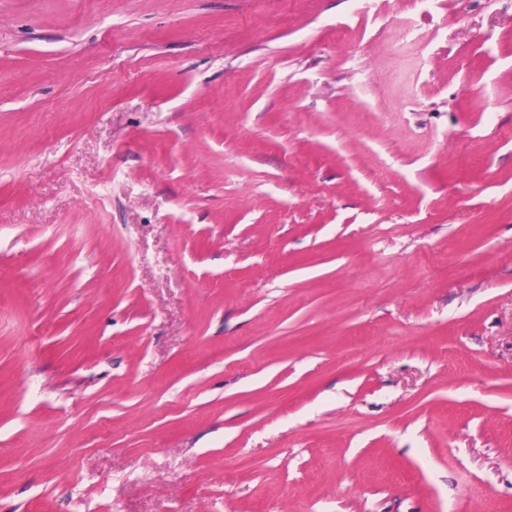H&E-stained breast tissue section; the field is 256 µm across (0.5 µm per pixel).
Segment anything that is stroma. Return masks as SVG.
I'll return each mask as SVG.
<instances>
[{"label":"stroma","instance_id":"1","mask_svg":"<svg viewBox=\"0 0 512 512\" xmlns=\"http://www.w3.org/2000/svg\"><path fill=\"white\" fill-rule=\"evenodd\" d=\"M0 512H512V0H0Z\"/></svg>","mask_w":512,"mask_h":512}]
</instances>
